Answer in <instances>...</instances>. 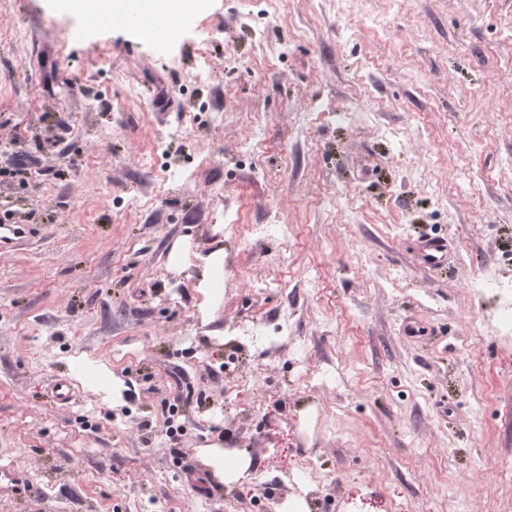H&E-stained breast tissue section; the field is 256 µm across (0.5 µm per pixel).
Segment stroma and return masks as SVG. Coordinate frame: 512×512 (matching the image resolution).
Segmentation results:
<instances>
[{
	"mask_svg": "<svg viewBox=\"0 0 512 512\" xmlns=\"http://www.w3.org/2000/svg\"><path fill=\"white\" fill-rule=\"evenodd\" d=\"M511 72L512 0H200L163 50L0 0V512H512V338L470 288L512 281ZM177 241L223 247L217 300ZM420 254L423 267H439L448 259V245L442 239L429 238L421 243Z\"/></svg>",
	"mask_w": 512,
	"mask_h": 512,
	"instance_id": "1",
	"label": "stroma"
}]
</instances>
